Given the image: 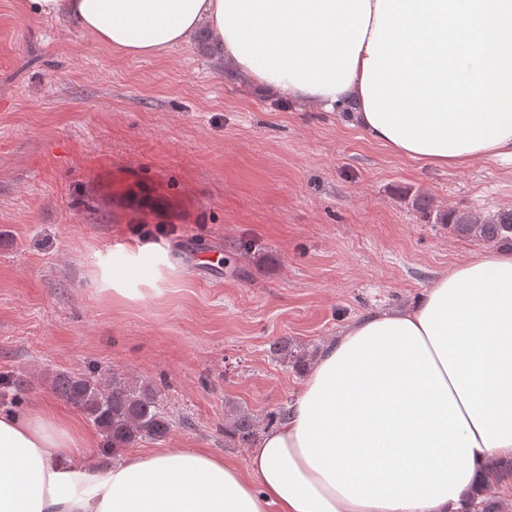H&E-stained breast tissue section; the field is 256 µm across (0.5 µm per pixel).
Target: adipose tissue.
Listing matches in <instances>:
<instances>
[{
	"instance_id": "obj_1",
	"label": "adipose tissue",
	"mask_w": 512,
	"mask_h": 512,
	"mask_svg": "<svg viewBox=\"0 0 512 512\" xmlns=\"http://www.w3.org/2000/svg\"><path fill=\"white\" fill-rule=\"evenodd\" d=\"M377 0H27L125 56L161 57L199 27L249 81L327 108L345 101L369 137L438 168L512 161V136L455 156L393 143L367 118L362 79ZM150 256L149 273L125 270ZM179 276L157 245L100 258L113 299L162 294ZM79 421L0 412V512H448L484 463L512 454V252L440 275L416 303L348 324L295 393L247 471L196 448L81 468Z\"/></svg>"
}]
</instances>
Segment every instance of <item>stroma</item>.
Here are the masks:
<instances>
[{
  "label": "stroma",
  "instance_id": "35a3bbf8",
  "mask_svg": "<svg viewBox=\"0 0 512 512\" xmlns=\"http://www.w3.org/2000/svg\"><path fill=\"white\" fill-rule=\"evenodd\" d=\"M512 209V164L464 169L394 155L348 108L290 101L224 66L203 32L159 58L113 53L76 28L0 0V376L23 412L52 406L57 372L95 367L164 388L157 447L207 448L239 468L228 407L287 405L349 323L415 301L482 242L413 206ZM168 248L163 295L113 301L98 255Z\"/></svg>",
  "mask_w": 512,
  "mask_h": 512
}]
</instances>
